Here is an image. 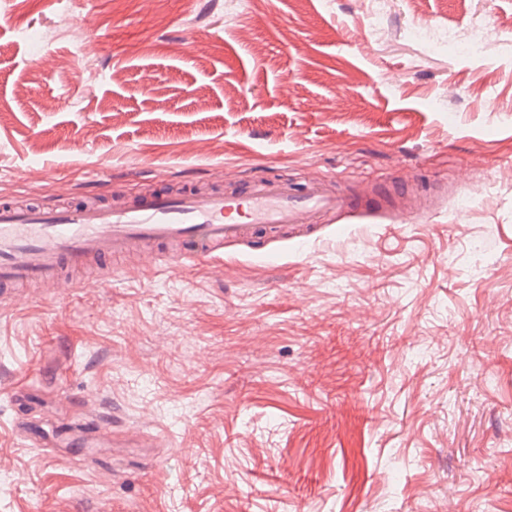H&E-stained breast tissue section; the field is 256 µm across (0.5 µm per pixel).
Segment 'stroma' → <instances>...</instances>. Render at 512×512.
I'll use <instances>...</instances> for the list:
<instances>
[{
    "instance_id": "35a3bbf8",
    "label": "stroma",
    "mask_w": 512,
    "mask_h": 512,
    "mask_svg": "<svg viewBox=\"0 0 512 512\" xmlns=\"http://www.w3.org/2000/svg\"><path fill=\"white\" fill-rule=\"evenodd\" d=\"M59 2L0 0V199L216 166L442 199L273 267L228 248L0 298V512H512V0H67L80 32ZM476 15L482 51L449 52ZM90 410L138 447L19 435Z\"/></svg>"
}]
</instances>
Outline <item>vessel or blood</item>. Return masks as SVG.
I'll return each instance as SVG.
<instances>
[{
    "label": "vessel or blood",
    "instance_id": "vessel-or-blood-1",
    "mask_svg": "<svg viewBox=\"0 0 512 512\" xmlns=\"http://www.w3.org/2000/svg\"><path fill=\"white\" fill-rule=\"evenodd\" d=\"M111 193L102 184L76 204L0 200V289L58 286L65 270L151 246L160 248L154 263L163 268L217 262L225 246L257 245L284 231L302 247L342 213H389L400 224L429 217L406 181L354 194L320 177L294 183L228 175L223 188L212 191L159 187L119 203L109 202Z\"/></svg>",
    "mask_w": 512,
    "mask_h": 512
}]
</instances>
